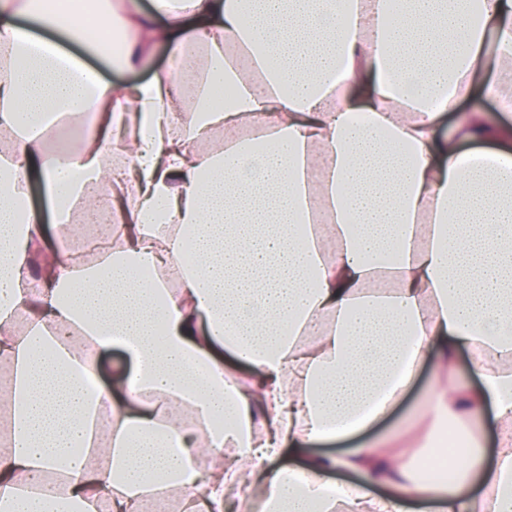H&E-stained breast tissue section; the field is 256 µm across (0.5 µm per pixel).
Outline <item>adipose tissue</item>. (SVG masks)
Here are the masks:
<instances>
[{
  "instance_id": "obj_1",
  "label": "adipose tissue",
  "mask_w": 512,
  "mask_h": 512,
  "mask_svg": "<svg viewBox=\"0 0 512 512\" xmlns=\"http://www.w3.org/2000/svg\"><path fill=\"white\" fill-rule=\"evenodd\" d=\"M117 28L113 64L149 81L89 65ZM476 92L500 114L459 113ZM77 203L113 217L90 262L64 247ZM113 347L130 365L104 384ZM433 349L422 416L467 435L424 438L449 482L358 438ZM0 402V512H512V0H0ZM89 63L99 70L106 80L115 84L141 83L153 75L152 70H116L112 68L110 57L91 58ZM33 196L36 207L42 213L43 216V230L47 238L53 239L55 235V214L52 203L49 201L46 195V190L41 187L39 182L33 185Z\"/></svg>"
}]
</instances>
